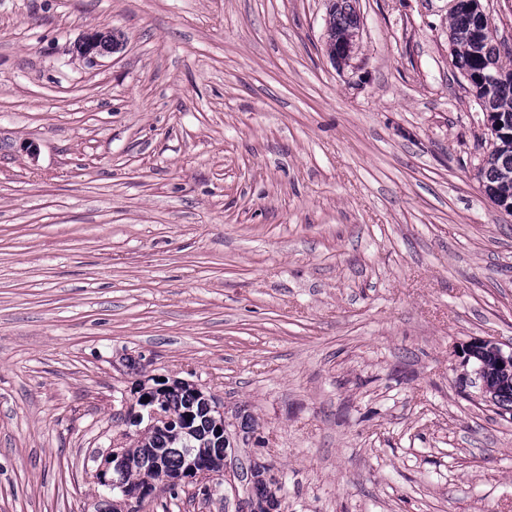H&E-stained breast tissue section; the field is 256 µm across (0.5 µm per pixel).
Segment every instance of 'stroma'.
<instances>
[{
	"label": "stroma",
	"mask_w": 512,
	"mask_h": 512,
	"mask_svg": "<svg viewBox=\"0 0 512 512\" xmlns=\"http://www.w3.org/2000/svg\"><path fill=\"white\" fill-rule=\"evenodd\" d=\"M356 9L339 69L325 0H0V512H102L160 378L215 397L279 512H512V420L454 354L512 344V215L451 0ZM122 46L123 41L114 30L100 29L83 36L75 45V50L80 59L96 64L98 58L113 54ZM145 396L148 395L145 394ZM142 400H144V403H141V400H138L139 406L136 404L125 406L123 416L128 427H132V425L138 427L142 423L145 417L143 410L146 411V416L150 420H163L166 423H169L172 420L171 417L166 416V414L159 408V406L155 405L156 400H154L152 397H150L149 402H146L145 397Z\"/></svg>",
	"instance_id": "obj_1"
}]
</instances>
